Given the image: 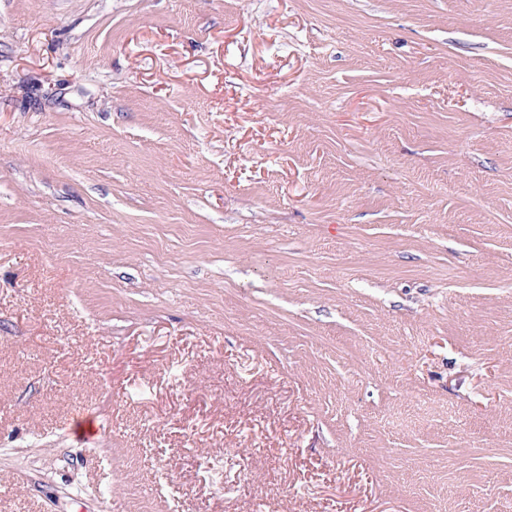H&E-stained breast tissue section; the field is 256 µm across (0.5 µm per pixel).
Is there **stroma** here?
Returning <instances> with one entry per match:
<instances>
[{"label":"stroma","instance_id":"1","mask_svg":"<svg viewBox=\"0 0 512 512\" xmlns=\"http://www.w3.org/2000/svg\"><path fill=\"white\" fill-rule=\"evenodd\" d=\"M44 503L512 512V0H0V512Z\"/></svg>","mask_w":512,"mask_h":512}]
</instances>
